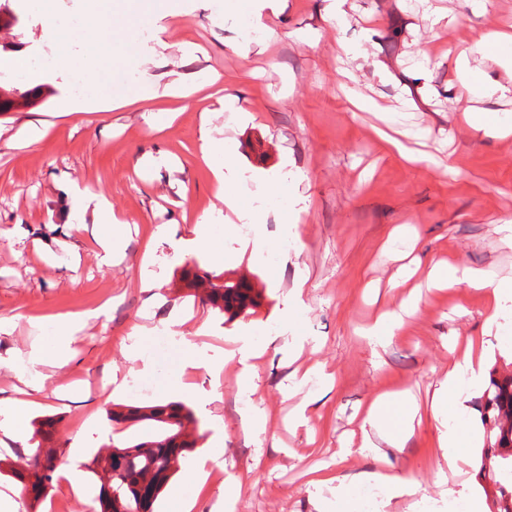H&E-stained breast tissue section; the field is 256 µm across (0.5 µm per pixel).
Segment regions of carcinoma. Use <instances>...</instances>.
I'll return each mask as SVG.
<instances>
[{"instance_id": "cac0c4a2", "label": "carcinoma", "mask_w": 512, "mask_h": 512, "mask_svg": "<svg viewBox=\"0 0 512 512\" xmlns=\"http://www.w3.org/2000/svg\"><path fill=\"white\" fill-rule=\"evenodd\" d=\"M220 276L198 263L185 264L180 281L191 296L211 310L232 320L259 305L258 295L246 281L218 282ZM112 422L135 426L149 424L154 432L146 437L120 444L105 445L85 464L100 483L92 512H153L158 497L176 473L186 453L196 447L197 438L188 431L196 423L191 410L181 402L159 401L149 405L114 403L107 411ZM482 423L491 424L482 455L498 446L512 448V376L490 380L482 394ZM58 420L41 419L34 424L31 441L36 450L21 457L12 467L13 477L22 485L23 494L39 500L44 489L52 486L63 450L55 439ZM498 512H512V455L501 457Z\"/></svg>"}]
</instances>
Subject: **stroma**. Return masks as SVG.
<instances>
[{
    "label": "stroma",
    "instance_id": "1",
    "mask_svg": "<svg viewBox=\"0 0 512 512\" xmlns=\"http://www.w3.org/2000/svg\"><path fill=\"white\" fill-rule=\"evenodd\" d=\"M181 2L178 18L142 24L140 0H125L111 24L127 36L112 42L90 39L105 24L86 0H38L33 8L12 0L0 15V60L68 58L105 78L89 92L92 112L61 109L72 85L0 79V96L13 97L18 86L37 91L0 112V401L24 388L21 355L46 342L55 321L83 314L69 362L37 365L45 398L30 412L34 420L59 418L57 438L65 450L79 449L80 463L110 443L112 404L182 401L204 435L202 448L224 449L223 481L209 476L186 491L193 512H212L233 482L242 486L233 512H319L321 497L334 512H361L370 491L379 512H468L471 496L491 512L496 488L477 459L456 474L445 466L442 421L431 404L450 345L483 341L485 371L511 373L512 327L487 335L485 293L426 289L390 341L374 344L362 329L405 294L390 288L397 265L382 251L398 226L409 227L422 261L451 254L493 276L512 275V247L494 226L512 221V138L462 130L450 83L461 50L512 25V0H433L444 15L437 26L423 19L419 0H346L341 29L326 0H287L271 30H255L250 40L239 26L249 0L230 12L225 0ZM57 11L78 25L52 43L42 16ZM345 43L366 47V56H346ZM208 71L220 81L194 90L193 78ZM149 75L163 93L127 103ZM348 83L395 112L400 140L427 161L408 165L380 141L379 118L350 104ZM228 93L242 113L225 111ZM31 122L43 134L29 142L22 129ZM208 135L232 146L224 163L238 172L228 185L236 208L216 195L201 159ZM284 167L292 179L259 198V181ZM76 188L104 194L126 223V249L112 265H101L97 247L108 227L94 207L75 212ZM240 207L259 208L258 223H240ZM162 224L185 238L209 233L228 252L262 237L257 253L224 268L260 292L255 314L226 323L180 290L184 262H209L174 252L156 235ZM135 325L142 334L134 340ZM170 329L185 340L167 366L152 346ZM238 336L265 350L252 377L229 367L218 383L206 367L187 366L190 353L223 355ZM313 364L332 374L331 384H295L293 369ZM135 379L156 381V392H132ZM176 381L183 390H172ZM393 391L410 392L419 407L402 446L380 449L387 466L419 483L414 495L394 499L368 481L376 462L359 451L367 407ZM300 410L307 423L289 427ZM255 415L265 422L258 435L247 430ZM319 468L350 483V498L314 491L309 481ZM464 487L468 497L449 502L448 491Z\"/></svg>",
    "mask_w": 512,
    "mask_h": 512
}]
</instances>
